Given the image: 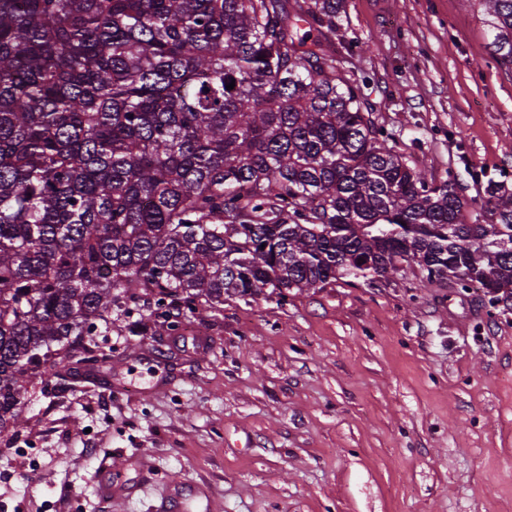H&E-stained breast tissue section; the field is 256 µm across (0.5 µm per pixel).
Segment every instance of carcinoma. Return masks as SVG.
Returning a JSON list of instances; mask_svg holds the SVG:
<instances>
[{
  "mask_svg": "<svg viewBox=\"0 0 512 512\" xmlns=\"http://www.w3.org/2000/svg\"><path fill=\"white\" fill-rule=\"evenodd\" d=\"M512 64V0H465ZM344 0H0V435L147 301L193 313L407 267L512 297V192L467 215L328 63ZM235 83L232 90L226 85Z\"/></svg>",
  "mask_w": 512,
  "mask_h": 512,
  "instance_id": "carcinoma-1",
  "label": "carcinoma"
}]
</instances>
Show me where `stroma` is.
Instances as JSON below:
<instances>
[{
	"label": "stroma",
	"instance_id": "obj_1",
	"mask_svg": "<svg viewBox=\"0 0 512 512\" xmlns=\"http://www.w3.org/2000/svg\"><path fill=\"white\" fill-rule=\"evenodd\" d=\"M365 42L327 46L401 153L512 191V66L461 0H346ZM100 368H69L21 399L0 437V512H512V304L408 268L380 288L170 309L96 337ZM124 382L113 392L112 379ZM122 463L129 496L97 492Z\"/></svg>",
	"mask_w": 512,
	"mask_h": 512
}]
</instances>
